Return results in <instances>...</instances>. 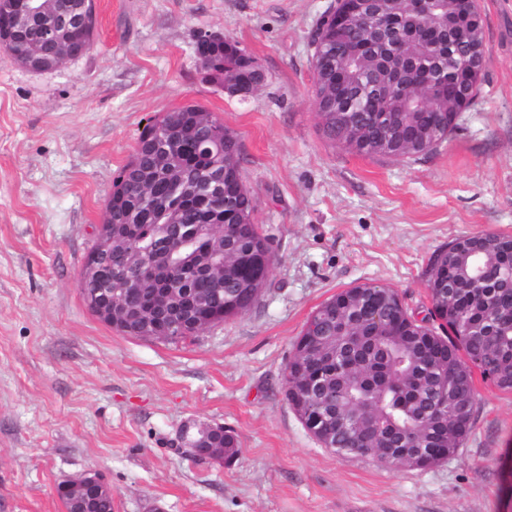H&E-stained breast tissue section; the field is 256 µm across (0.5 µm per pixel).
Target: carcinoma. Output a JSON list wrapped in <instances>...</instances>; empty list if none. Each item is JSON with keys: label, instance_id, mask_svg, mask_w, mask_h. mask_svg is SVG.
Instances as JSON below:
<instances>
[{"label": "carcinoma", "instance_id": "carcinoma-1", "mask_svg": "<svg viewBox=\"0 0 512 512\" xmlns=\"http://www.w3.org/2000/svg\"><path fill=\"white\" fill-rule=\"evenodd\" d=\"M387 28H358L351 36L369 43L368 51L341 79L314 90L337 100L350 97V85L363 77L384 80L382 64L390 53L416 61L412 88L393 89L369 101L353 100L344 123L329 122L318 113L323 134L334 144L366 156L409 159L434 151L457 127L458 112L468 110L479 95L480 82L468 95L448 99V83L459 71L455 54L483 36V18L472 3L473 20L462 22L457 0H430L419 16L398 3L389 6ZM55 4L43 0V11L13 45L23 53L40 51L44 70L54 69L71 44H93L95 28L70 26L60 30L57 43L45 42L42 31L56 23ZM211 81L250 84L259 90L266 74L253 64L239 42L227 40L209 49ZM312 63L336 70L344 64L332 43L319 48ZM223 125L198 105H186L153 120L143 131L131 161L123 168L106 204L104 223L112 225V255L104 275H128L142 250L161 252L174 237L187 242L181 256L200 259L224 248L222 278L189 275L173 268V292L157 300L147 284L125 301L131 309H154L170 327L171 343L193 337L211 320L230 318L248 310L266 283L272 252L269 238L252 224L253 197L242 175L237 139L221 132ZM493 247L473 255L448 243L432 260L429 279L431 315L445 321L439 336L418 323L403 307L398 294L367 283L336 294L307 322L304 335L325 337L317 361L324 407L293 408L305 427L318 435L332 432L335 451L353 450L382 459L368 440L385 427L389 442L407 452L390 462L426 469L455 456L473 427L476 396L473 379L445 400L453 373L476 367L503 391H512V237L492 234ZM185 291L204 298L192 318L180 314L175 302ZM308 356L296 349L288 362L286 382L294 387L300 363ZM467 419L455 424L460 405Z\"/></svg>", "mask_w": 512, "mask_h": 512}]
</instances>
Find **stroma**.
I'll return each mask as SVG.
<instances>
[{
    "instance_id": "35a3bbf8",
    "label": "stroma",
    "mask_w": 512,
    "mask_h": 512,
    "mask_svg": "<svg viewBox=\"0 0 512 512\" xmlns=\"http://www.w3.org/2000/svg\"><path fill=\"white\" fill-rule=\"evenodd\" d=\"M334 0H95L91 49L34 72L0 48V512H65L62 480L102 476L112 512H512V392L474 372L473 429L426 469L342 457L306 429L285 369L310 316L376 283L432 307L433 256L512 237V0H478L481 94L435 151L367 157L330 142L311 36ZM237 40L267 74L248 100L206 82L199 32ZM197 104L239 143L268 282L244 313L177 344L99 320L85 257L150 119ZM240 453L198 461L188 425Z\"/></svg>"
}]
</instances>
